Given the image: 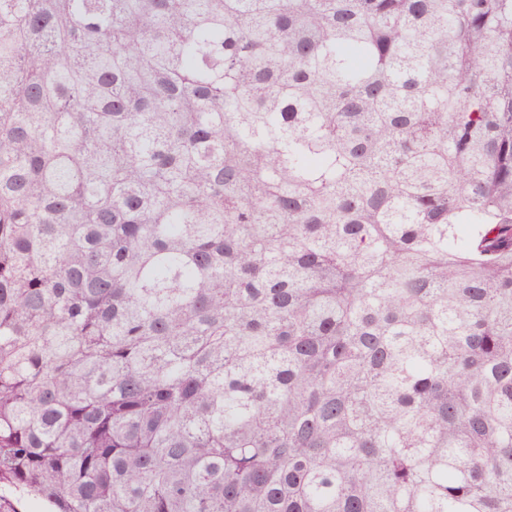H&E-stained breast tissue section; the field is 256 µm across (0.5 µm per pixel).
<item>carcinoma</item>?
Wrapping results in <instances>:
<instances>
[{
    "label": "carcinoma",
    "instance_id": "1",
    "mask_svg": "<svg viewBox=\"0 0 512 512\" xmlns=\"http://www.w3.org/2000/svg\"><path fill=\"white\" fill-rule=\"evenodd\" d=\"M5 486L512 512V0H0Z\"/></svg>",
    "mask_w": 512,
    "mask_h": 512
}]
</instances>
